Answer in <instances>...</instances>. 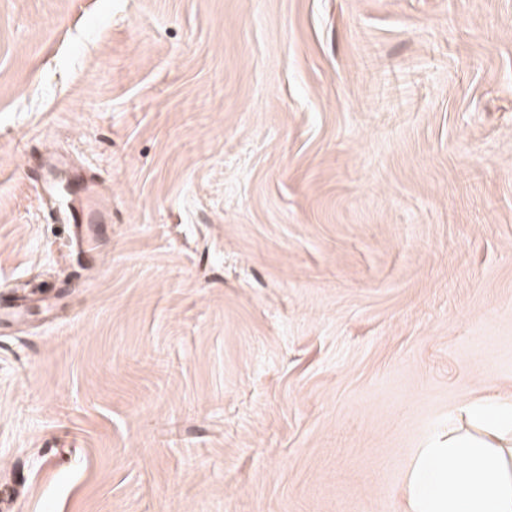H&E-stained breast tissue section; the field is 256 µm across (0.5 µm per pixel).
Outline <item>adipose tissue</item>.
Segmentation results:
<instances>
[{
    "mask_svg": "<svg viewBox=\"0 0 512 512\" xmlns=\"http://www.w3.org/2000/svg\"><path fill=\"white\" fill-rule=\"evenodd\" d=\"M477 433H439L418 453L408 484L411 512H512V471L498 448L512 434V404L470 407Z\"/></svg>",
    "mask_w": 512,
    "mask_h": 512,
    "instance_id": "ef3b65f1",
    "label": "adipose tissue"
}]
</instances>
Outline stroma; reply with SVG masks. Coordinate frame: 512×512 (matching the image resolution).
Returning <instances> with one entry per match:
<instances>
[{
  "label": "stroma",
  "instance_id": "stroma-1",
  "mask_svg": "<svg viewBox=\"0 0 512 512\" xmlns=\"http://www.w3.org/2000/svg\"><path fill=\"white\" fill-rule=\"evenodd\" d=\"M488 396L512 0H0V512H409ZM93 214L89 205L74 206L70 205L69 210V224H70V237L78 248L79 253H86V246L88 245L89 223Z\"/></svg>",
  "mask_w": 512,
  "mask_h": 512
}]
</instances>
